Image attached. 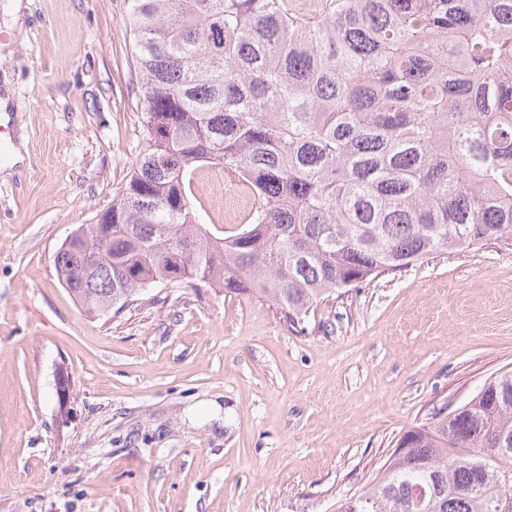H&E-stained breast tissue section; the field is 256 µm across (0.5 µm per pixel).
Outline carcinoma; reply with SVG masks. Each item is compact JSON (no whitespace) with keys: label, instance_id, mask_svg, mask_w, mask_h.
Wrapping results in <instances>:
<instances>
[{"label":"carcinoma","instance_id":"carcinoma-1","mask_svg":"<svg viewBox=\"0 0 512 512\" xmlns=\"http://www.w3.org/2000/svg\"><path fill=\"white\" fill-rule=\"evenodd\" d=\"M144 146L56 269L88 314L155 284L311 308L435 252L512 242V0H127ZM257 201L213 235L203 165ZM182 238L192 263L167 253ZM406 434L356 512H512V370Z\"/></svg>","mask_w":512,"mask_h":512}]
</instances>
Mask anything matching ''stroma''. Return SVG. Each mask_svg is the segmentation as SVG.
<instances>
[{
    "label": "stroma",
    "instance_id": "stroma-1",
    "mask_svg": "<svg viewBox=\"0 0 512 512\" xmlns=\"http://www.w3.org/2000/svg\"><path fill=\"white\" fill-rule=\"evenodd\" d=\"M0 82V512H334L399 439L512 370V244L436 253L291 326L252 294L158 285L88 316L54 256L142 146L127 0H22ZM223 234L238 205L195 200ZM70 380L59 399V376Z\"/></svg>",
    "mask_w": 512,
    "mask_h": 512
}]
</instances>
